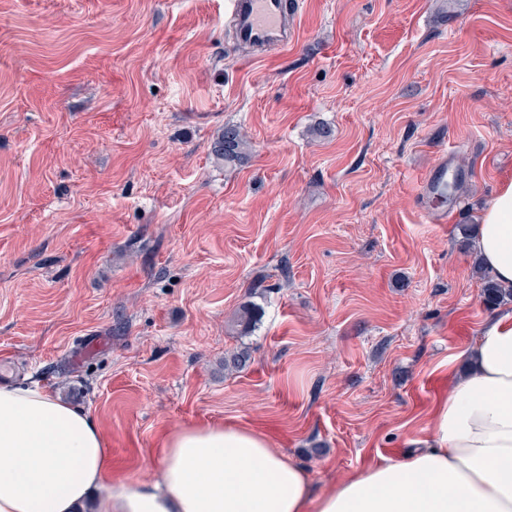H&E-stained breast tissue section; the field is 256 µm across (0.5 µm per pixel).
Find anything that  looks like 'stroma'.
Wrapping results in <instances>:
<instances>
[{
    "label": "stroma",
    "mask_w": 512,
    "mask_h": 512,
    "mask_svg": "<svg viewBox=\"0 0 512 512\" xmlns=\"http://www.w3.org/2000/svg\"><path fill=\"white\" fill-rule=\"evenodd\" d=\"M293 3L256 58L228 0H0V383L87 410L127 480L163 433L235 423L328 490L422 447L512 310L462 231L512 180V0ZM227 124L244 164L210 152ZM446 191H448V160L443 158L423 181L420 194L439 203L443 198L441 195Z\"/></svg>",
    "instance_id": "obj_1"
}]
</instances>
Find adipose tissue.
Wrapping results in <instances>:
<instances>
[{
	"instance_id": "adipose-tissue-1",
	"label": "adipose tissue",
	"mask_w": 512,
	"mask_h": 512,
	"mask_svg": "<svg viewBox=\"0 0 512 512\" xmlns=\"http://www.w3.org/2000/svg\"><path fill=\"white\" fill-rule=\"evenodd\" d=\"M474 249L512 288V181L479 217ZM464 375L449 373L425 448L380 459L323 493L269 437L232 424L163 441L157 477L112 475L88 411L40 386L0 385V512H512V311L481 330Z\"/></svg>"
}]
</instances>
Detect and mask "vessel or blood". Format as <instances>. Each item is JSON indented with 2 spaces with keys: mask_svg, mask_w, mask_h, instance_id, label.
I'll return each instance as SVG.
<instances>
[{
  "mask_svg": "<svg viewBox=\"0 0 512 512\" xmlns=\"http://www.w3.org/2000/svg\"><path fill=\"white\" fill-rule=\"evenodd\" d=\"M235 42L258 53L288 47L293 41L288 0H230L228 12ZM448 189V164L440 162L421 185V194L440 202Z\"/></svg>",
  "mask_w": 512,
  "mask_h": 512,
  "instance_id": "1",
  "label": "vessel or blood"
}]
</instances>
